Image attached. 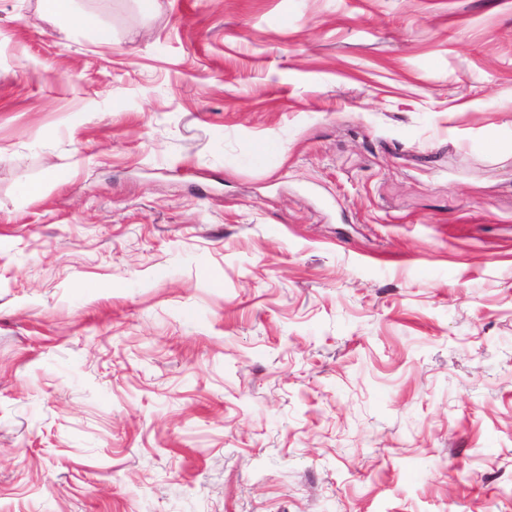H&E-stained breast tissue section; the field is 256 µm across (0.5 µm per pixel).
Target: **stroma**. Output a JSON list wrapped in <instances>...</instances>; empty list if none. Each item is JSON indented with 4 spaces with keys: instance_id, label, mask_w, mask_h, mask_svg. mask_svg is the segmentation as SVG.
<instances>
[{
    "instance_id": "obj_1",
    "label": "stroma",
    "mask_w": 512,
    "mask_h": 512,
    "mask_svg": "<svg viewBox=\"0 0 512 512\" xmlns=\"http://www.w3.org/2000/svg\"><path fill=\"white\" fill-rule=\"evenodd\" d=\"M70 8L0 0V512H512V0Z\"/></svg>"
}]
</instances>
